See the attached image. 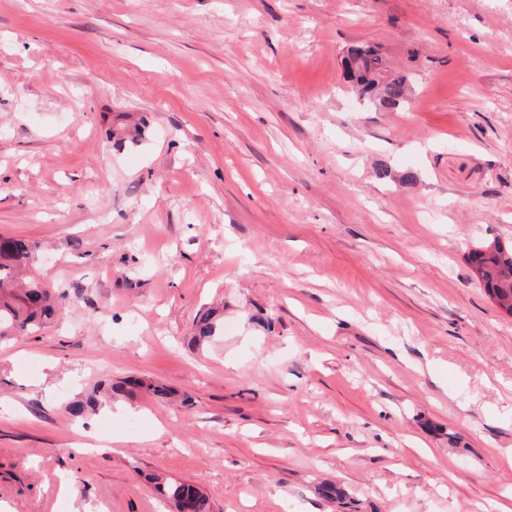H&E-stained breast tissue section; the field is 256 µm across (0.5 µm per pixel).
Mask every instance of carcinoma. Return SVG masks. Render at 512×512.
Masks as SVG:
<instances>
[{
    "label": "carcinoma",
    "mask_w": 512,
    "mask_h": 512,
    "mask_svg": "<svg viewBox=\"0 0 512 512\" xmlns=\"http://www.w3.org/2000/svg\"><path fill=\"white\" fill-rule=\"evenodd\" d=\"M363 65L347 76L356 81L359 94L385 112L408 104L410 88L407 76L392 73L379 82L368 76L369 71H384L383 60L371 48H365ZM38 248L35 243L11 237L0 238V338L13 333H33L57 315L61 300L35 277L21 278L18 270L24 266ZM474 271V277L486 294L498 301L499 306L512 311V244L496 242V246L483 244L465 256ZM219 332L213 314L202 313L195 323L194 339L203 343ZM159 493L174 506L189 512H212L210 499L190 484L178 480H160Z\"/></svg>",
    "instance_id": "carcinoma-1"
}]
</instances>
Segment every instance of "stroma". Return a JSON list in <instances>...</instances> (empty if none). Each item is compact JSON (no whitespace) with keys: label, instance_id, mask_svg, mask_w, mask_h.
Returning <instances> with one entry per match:
<instances>
[{"label":"stroma","instance_id":"obj_1","mask_svg":"<svg viewBox=\"0 0 512 512\" xmlns=\"http://www.w3.org/2000/svg\"><path fill=\"white\" fill-rule=\"evenodd\" d=\"M0 235L65 296L0 339V512H512V0H0ZM362 49H365L367 56L363 60V65L357 67L356 70L349 68L350 72L347 73L350 80L356 79L359 94L373 103L380 111L390 112L408 104L410 95L408 77L399 73H391L383 82L370 78L368 76L370 70L387 72L384 69L382 58L370 47H356L349 52L352 50L362 52ZM493 243L495 247H491ZM465 260L486 294L511 310L512 316V244L493 241L480 245L471 249ZM157 480L159 493L166 497L174 506L182 505L190 512H212L210 499L190 484L178 480ZM160 480V481H158Z\"/></svg>","mask_w":512,"mask_h":512}]
</instances>
